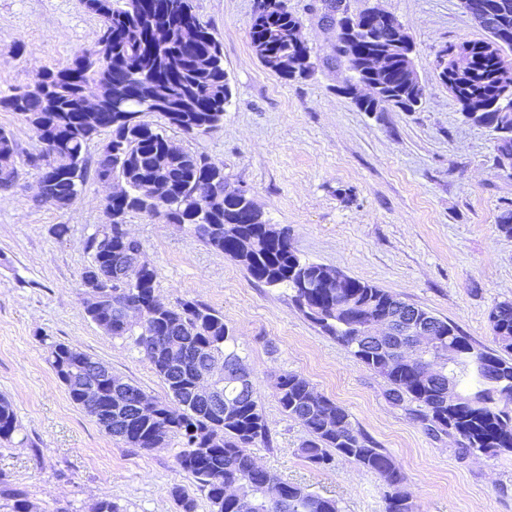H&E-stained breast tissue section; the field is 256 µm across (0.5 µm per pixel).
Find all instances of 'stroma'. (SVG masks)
<instances>
[{
    "label": "stroma",
    "mask_w": 512,
    "mask_h": 512,
    "mask_svg": "<svg viewBox=\"0 0 512 512\" xmlns=\"http://www.w3.org/2000/svg\"><path fill=\"white\" fill-rule=\"evenodd\" d=\"M319 64L288 79L253 53L255 0H192L221 41L233 96L207 135L167 134L221 164L267 223L287 227L302 259L366 281L456 323L477 346L491 343L488 315L512 299V236L497 227L512 208V171L496 167L494 134L464 120L438 77L437 51L483 30L458 0H346L350 14L393 15L414 42L424 99L413 112L359 111L342 89L346 63L326 65L336 32L322 0H284ZM99 22L82 0H0V90L30 86L44 68L94 49ZM35 169L20 166L0 191V397L20 431L0 443V487L23 490L34 512H87L98 500L123 512H178L170 490L189 485L178 442L143 450L108 435L73 404L47 361L44 340L77 347L151 396L167 389L144 355L86 315L81 273L90 235L104 224L107 190L88 180L58 210L32 200ZM68 227L56 237L55 225ZM126 224L158 270L161 297L199 300L220 312L256 384L271 430L250 452L267 470L336 499L340 512H384L381 479L343 459L307 463L303 428L274 397L278 374L304 376L344 407L356 426L402 467L417 512H512V455L465 456L459 437L427 431L413 403L393 405L385 379L357 361L296 308L285 286L254 281L233 259L193 234L142 214Z\"/></svg>",
    "instance_id": "1"
}]
</instances>
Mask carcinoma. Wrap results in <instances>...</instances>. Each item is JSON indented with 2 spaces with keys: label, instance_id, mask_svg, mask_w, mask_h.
Instances as JSON below:
<instances>
[{
  "label": "carcinoma",
  "instance_id": "obj_1",
  "mask_svg": "<svg viewBox=\"0 0 512 512\" xmlns=\"http://www.w3.org/2000/svg\"><path fill=\"white\" fill-rule=\"evenodd\" d=\"M507 5L501 18L474 20L485 36L469 41L471 71L459 75L439 71V78L456 85L462 116L496 134L497 162L512 157V0H476L481 7ZM96 16L100 35L95 48L71 63L43 71L38 85L10 94L0 93V109L15 112L39 132L41 151L28 163L47 171V192L36 191L34 202L64 209L80 195L89 174L86 148L102 133L112 151L96 161L94 175L107 172L124 185L106 205L108 222L87 241L90 263L83 273L97 271L108 279L112 315L88 314L104 332L130 340L165 383L164 398H153L154 415L141 413L147 394L133 383L113 376L112 399L87 414L102 428L112 413L110 436L144 450L172 439L181 444L177 463L199 485L212 512H339L336 500L294 483L275 496L276 475L255 465L249 448L269 441V425L252 380L238 353L233 329L224 316L196 300L172 305L157 293L158 272L145 267L132 280L123 277L131 260L141 254L136 238L124 239L119 226L130 213L161 218L191 232L209 247L223 252L258 283L285 285L299 310L388 383L387 397L395 405L416 404V416L436 433L454 432L463 452L497 457L512 453V300L496 303L489 322L494 347H477L458 326L427 309L400 300L399 295L343 275L340 288L325 280L339 271L301 258L291 247L288 228L262 220L253 201L242 195L217 166L201 155L177 146L162 127L148 119L163 118L188 136L205 135L224 122L232 87L224 70L221 43L192 10L190 0H83ZM359 40L335 45L336 57L361 76L359 60L388 46L390 33L367 29V14L355 19ZM301 28L279 0L255 13L250 23L251 47L259 61L284 77H305L317 66L311 49L296 39ZM391 108L412 112L421 104L423 89L400 61L383 75ZM99 91L104 106L93 119L82 112L86 95ZM483 97L489 109L472 114L464 100ZM18 177L16 143L0 128V190ZM139 310L138 323L125 321L130 308ZM427 317L437 342L432 352L451 359L443 374L424 380L416 363L397 360L398 347L410 337L398 336L379 351L369 335L382 315ZM47 360L71 401L81 407L77 385L100 360L63 343L46 346ZM212 361L224 363V379L216 380L224 395L220 406L192 398L191 389ZM456 389L448 400V383ZM275 396L287 417L297 421L306 438L300 452L309 463L330 466L335 457L355 462L378 475L385 485V512H416L413 496L397 460L379 448L352 421L351 414L329 398L314 393L301 375L284 371L276 378ZM19 431L11 403L0 398V442L10 443ZM237 489L224 497V486ZM179 512H196V499L183 485L170 491ZM12 501V512H33L26 494L0 490Z\"/></svg>",
  "mask_w": 512,
  "mask_h": 512
}]
</instances>
